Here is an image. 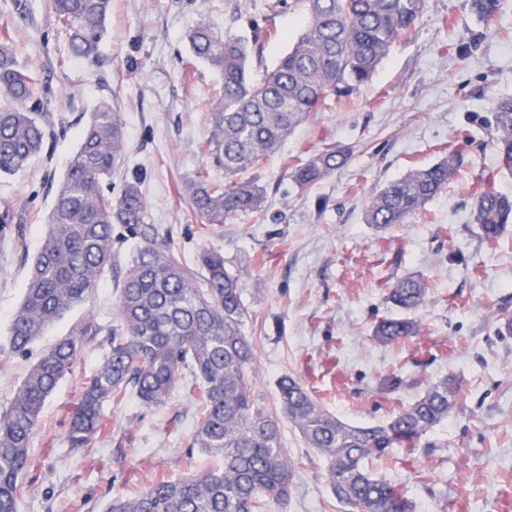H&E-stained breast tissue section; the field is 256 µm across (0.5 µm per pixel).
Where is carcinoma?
<instances>
[{"mask_svg":"<svg viewBox=\"0 0 512 512\" xmlns=\"http://www.w3.org/2000/svg\"><path fill=\"white\" fill-rule=\"evenodd\" d=\"M49 5L69 33L70 54L95 57L112 0H49ZM304 5L301 34L259 80L247 71L250 51L260 49L258 32L222 33L203 22L189 36L193 56L224 76L207 142L214 162L224 167V183L198 178L186 187L203 224L263 211V187L237 175L277 153L312 113L349 100L370 82L393 46L411 34L428 0H304ZM501 7L502 0H470L482 21L496 17ZM38 105L35 79L21 65L6 26L0 36V176L22 169L43 151L46 129ZM490 127L497 171L512 175V96L496 101ZM123 139L119 113L101 105L82 131L29 267L9 329L10 348L18 354L27 353L66 313L90 302L112 266V244L119 236L138 242L118 288L113 320H89L44 350L10 407L0 412V512H19L41 409L58 383L74 374L88 336L101 337L104 354L70 417L71 449L86 448L110 430L104 403L135 398L147 408L160 407L191 377L203 410L193 418L185 454L200 450L220 460L211 471L153 480L102 512H265L271 501L284 508L295 471L282 445L285 421L325 458L329 489L346 512H415L408 492L372 474L365 461L420 446L453 411L455 379L434 382L383 424L342 421L292 375L277 381L273 404L261 401L254 394L255 343L244 331L249 311L238 277L224 267V255L202 251L197 264L204 275L197 281L159 240L157 225L147 222L140 182H125L115 195L108 191L121 167ZM348 157L344 147L329 148L293 166L289 177L302 189L315 185ZM458 165L459 152L450 151L385 183L365 203L364 222L379 229L404 223L455 179ZM470 221L485 242L495 243L512 224V195L481 190ZM427 294L422 278L405 276L388 289L387 301L406 313L421 307ZM418 334V322L404 315L384 319L373 330L374 339L385 344Z\"/></svg>","mask_w":512,"mask_h":512,"instance_id":"obj_1","label":"carcinoma"}]
</instances>
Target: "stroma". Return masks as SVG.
<instances>
[{"label": "stroma", "mask_w": 512, "mask_h": 512, "mask_svg": "<svg viewBox=\"0 0 512 512\" xmlns=\"http://www.w3.org/2000/svg\"><path fill=\"white\" fill-rule=\"evenodd\" d=\"M25 23H17L19 12ZM216 29L265 30L251 59L260 78L284 54L303 24L300 0H112L95 58L77 59L47 0H0V26L13 23L22 65L39 79L48 123L44 151L26 168L0 176V411L6 410L41 352L88 319L112 320L132 243L114 245L112 266L91 303L52 325L29 353L9 349L28 264L39 248L57 188L92 112L109 103L125 128V156L113 181L139 179L149 223L158 225L182 263L195 267L205 249L223 253L239 277L249 309L244 330L256 342V392L273 403L276 381L294 375L331 413L351 423H381L437 380L460 387L456 407L429 439L431 454L397 453L369 460L378 476L404 487L416 512H512V336L496 317L512 314V224L498 244L482 241L469 214L480 174L495 166L488 132L498 97L512 96V0L486 24L469 0H429L411 37L397 43L353 104L312 114L281 150L245 176L263 186L267 207L223 224H204L191 210L186 183L223 181L208 154L210 107L223 76L195 60L187 35L201 20ZM340 145L346 165L299 189L293 166ZM464 146L456 182L405 223L378 231L363 220L364 202L408 169ZM429 285L414 312L419 336L388 345L374 325L395 315L388 288L402 276ZM99 340L85 343L75 376L47 399L31 453L33 482L20 512H102L151 479L204 468L203 452L186 456L196 400L178 386L168 403L107 404L108 435L79 453L67 441L78 399L77 378L99 366ZM401 384L389 390L385 378ZM296 463L286 508L270 512H340L326 462L298 430L283 426Z\"/></svg>", "instance_id": "obj_1"}]
</instances>
